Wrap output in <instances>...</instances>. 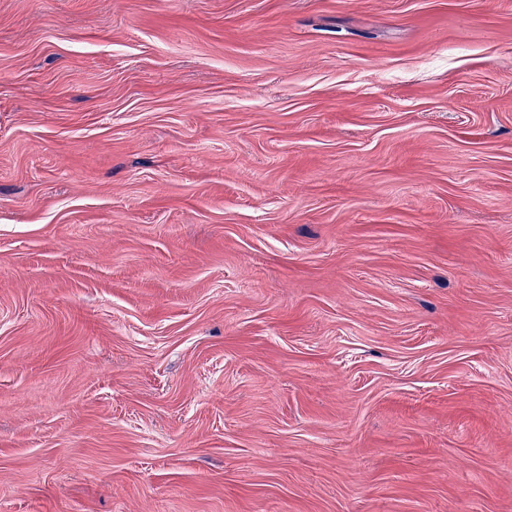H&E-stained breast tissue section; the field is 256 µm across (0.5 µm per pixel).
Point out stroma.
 <instances>
[{
    "label": "stroma",
    "mask_w": 512,
    "mask_h": 512,
    "mask_svg": "<svg viewBox=\"0 0 512 512\" xmlns=\"http://www.w3.org/2000/svg\"><path fill=\"white\" fill-rule=\"evenodd\" d=\"M0 512H512V0H0Z\"/></svg>",
    "instance_id": "35a3bbf8"
}]
</instances>
